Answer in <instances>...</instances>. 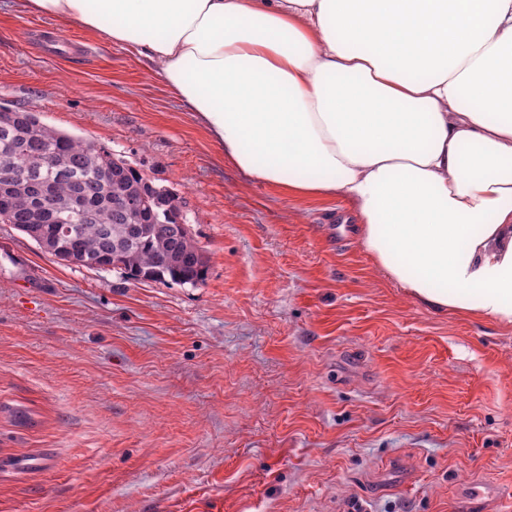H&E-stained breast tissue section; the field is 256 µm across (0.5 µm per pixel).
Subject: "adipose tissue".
I'll return each instance as SVG.
<instances>
[{"instance_id":"ef3b65f1","label":"adipose tissue","mask_w":512,"mask_h":512,"mask_svg":"<svg viewBox=\"0 0 512 512\" xmlns=\"http://www.w3.org/2000/svg\"><path fill=\"white\" fill-rule=\"evenodd\" d=\"M135 52L248 179L343 200L387 281L512 324V0H21Z\"/></svg>"}]
</instances>
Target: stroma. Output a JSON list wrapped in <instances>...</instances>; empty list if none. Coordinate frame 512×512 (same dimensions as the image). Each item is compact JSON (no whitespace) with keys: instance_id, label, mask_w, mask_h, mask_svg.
Returning <instances> with one entry per match:
<instances>
[{"instance_id":"obj_1","label":"stroma","mask_w":512,"mask_h":512,"mask_svg":"<svg viewBox=\"0 0 512 512\" xmlns=\"http://www.w3.org/2000/svg\"><path fill=\"white\" fill-rule=\"evenodd\" d=\"M0 105L183 197L209 260L138 281L0 223V512H512V325L408 298L342 200L249 180L132 51L17 0Z\"/></svg>"}]
</instances>
